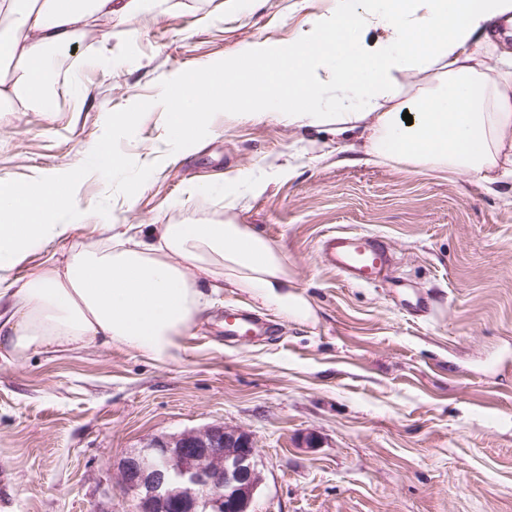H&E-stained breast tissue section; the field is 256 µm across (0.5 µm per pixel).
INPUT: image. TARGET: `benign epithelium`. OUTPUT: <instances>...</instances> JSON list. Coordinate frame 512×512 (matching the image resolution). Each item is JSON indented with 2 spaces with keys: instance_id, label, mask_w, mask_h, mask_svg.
Instances as JSON below:
<instances>
[{
  "instance_id": "7a95c632",
  "label": "benign epithelium",
  "mask_w": 512,
  "mask_h": 512,
  "mask_svg": "<svg viewBox=\"0 0 512 512\" xmlns=\"http://www.w3.org/2000/svg\"><path fill=\"white\" fill-rule=\"evenodd\" d=\"M251 439L224 425L155 438L119 463L135 512H249L260 477Z\"/></svg>"
}]
</instances>
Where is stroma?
I'll return each instance as SVG.
<instances>
[{
  "instance_id": "stroma-1",
  "label": "stroma",
  "mask_w": 512,
  "mask_h": 512,
  "mask_svg": "<svg viewBox=\"0 0 512 512\" xmlns=\"http://www.w3.org/2000/svg\"><path fill=\"white\" fill-rule=\"evenodd\" d=\"M332 0H146L59 60L71 85L52 112L0 111V181L73 176L91 219L220 220L284 251L315 317L297 323L246 293L215 297L157 363L96 343L0 358V512H132L120 460L154 438L226 425L248 432L261 482L249 512H512V182L460 178L364 155L335 125L214 113L171 141L167 88L259 46L300 38ZM108 141L120 173L84 154ZM209 187L204 196L186 189ZM381 236L394 284L325 266V234ZM430 313H414L415 297ZM248 310L271 336L230 337Z\"/></svg>"
}]
</instances>
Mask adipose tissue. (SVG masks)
Listing matches in <instances>:
<instances>
[{
  "label": "adipose tissue",
  "mask_w": 512,
  "mask_h": 512,
  "mask_svg": "<svg viewBox=\"0 0 512 512\" xmlns=\"http://www.w3.org/2000/svg\"><path fill=\"white\" fill-rule=\"evenodd\" d=\"M141 0H0V101L11 111L44 109L37 93L50 53L64 54L101 19L141 11ZM512 23V0H334L328 17L280 51L274 66L256 47L225 65V96L211 73L168 88L177 141L195 135L220 107L298 126L359 130L372 158L477 176L486 190L512 178V52L494 67V21ZM431 73L436 87L400 99L398 75ZM355 88L360 112H324L317 87ZM412 123H405V115ZM49 178L0 184V274L34 248L69 238L87 214ZM235 288L281 317L306 322L314 310L282 248L233 219L140 226L94 243H71L63 261L0 287V348L18 358L52 345L118 346L166 363L209 301L205 289Z\"/></svg>",
  "instance_id": "obj_1"
}]
</instances>
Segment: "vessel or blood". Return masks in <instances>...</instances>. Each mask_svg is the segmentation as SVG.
Returning a JSON list of instances; mask_svg holds the SVG:
<instances>
[{
  "instance_id": "b4317fda",
  "label": "vessel or blood",
  "mask_w": 512,
  "mask_h": 512,
  "mask_svg": "<svg viewBox=\"0 0 512 512\" xmlns=\"http://www.w3.org/2000/svg\"><path fill=\"white\" fill-rule=\"evenodd\" d=\"M320 256L323 263L348 282L373 285L383 281L393 263V254L378 237L340 232L325 238ZM229 334L250 337L265 332L266 326L245 313L226 315Z\"/></svg>"
}]
</instances>
